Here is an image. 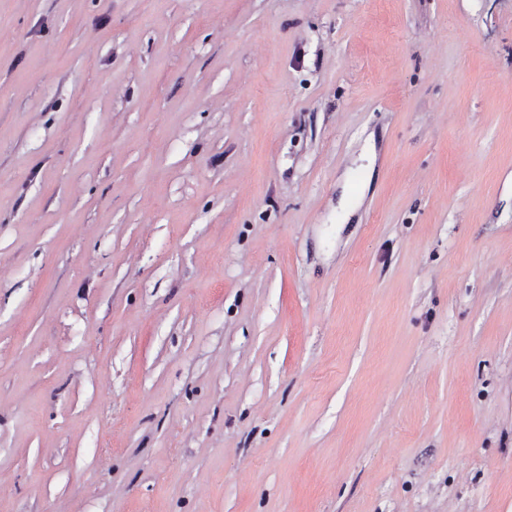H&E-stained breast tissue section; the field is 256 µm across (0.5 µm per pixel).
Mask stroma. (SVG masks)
Wrapping results in <instances>:
<instances>
[{"label": "stroma", "mask_w": 512, "mask_h": 512, "mask_svg": "<svg viewBox=\"0 0 512 512\" xmlns=\"http://www.w3.org/2000/svg\"><path fill=\"white\" fill-rule=\"evenodd\" d=\"M0 512H512V0H0Z\"/></svg>", "instance_id": "35a3bbf8"}]
</instances>
